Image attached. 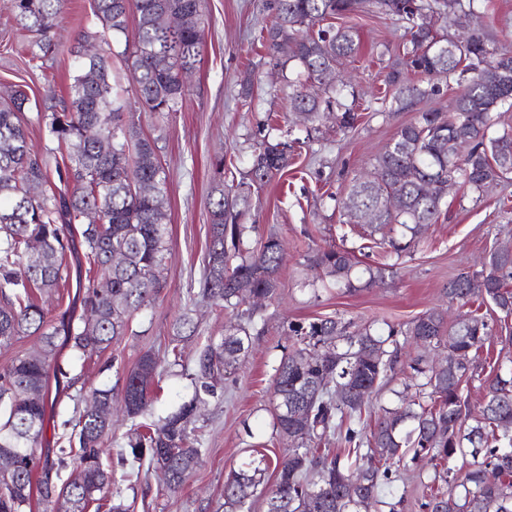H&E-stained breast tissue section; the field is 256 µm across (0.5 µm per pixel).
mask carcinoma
I'll list each match as a JSON object with an SVG mask.
<instances>
[{
	"label": "carcinoma",
	"instance_id": "cac0c4a2",
	"mask_svg": "<svg viewBox=\"0 0 512 512\" xmlns=\"http://www.w3.org/2000/svg\"><path fill=\"white\" fill-rule=\"evenodd\" d=\"M65 0H4L3 5L29 33L31 60L43 58ZM476 0H270L268 49L277 64L293 62L304 75L288 94V109L302 124L336 114L338 127L354 128L361 104L341 98L338 65L354 51L349 27L320 23L337 16L371 12L402 22L409 38L402 65L430 82V89L408 83L396 102L403 107L439 91L438 83L458 71L470 73L466 90L452 113L420 112L394 133L372 169L352 184L342 200L348 224L373 212L371 233L400 257L418 244L421 228L434 224L448 194V180L481 192L512 174V129L489 135L494 113L512 101V52L499 49L484 30L460 40L444 33L448 16L474 11ZM203 0H93V23L66 52L73 70L59 109L41 117L49 146L38 153L24 129L26 92L14 89L0 100V347L36 336L39 345L0 368V458H14V468L0 467V512H32L33 498L52 512H87L95 501L112 499L109 512H128L123 483L140 478L142 467L159 470L171 492L181 488L202 456L197 407L217 385L236 378L252 344L249 327L261 318V297L278 288L284 256L275 237L251 244L244 223L252 194L290 165L291 146L263 141L253 150L239 180L214 188L210 211L212 235L200 277L191 284L193 298L236 313L224 336L199 346L193 357L192 399L163 424L115 449L125 469L115 476L101 455L112 432V403L122 404L132 420L146 414L151 382L184 367L181 342L189 325L176 327L163 356L147 353L122 377L117 388L93 393L99 403L74 410L62 422L58 448L38 452L50 422V381L63 389L67 378L57 358L58 343L80 356L101 353L122 338L139 310L151 305L162 288L167 248V175L154 142L123 120L125 102L117 90L113 56L133 71L139 100L159 115L177 112L188 92L185 76L201 62L205 33ZM137 14L132 40L126 38L129 13ZM124 43L114 52V45ZM65 150L58 167L59 185L31 195L48 181V158ZM82 252L87 268L76 278L71 308L52 314L32 298L31 289L52 293L69 278L64 258ZM124 257L121 265L112 257ZM312 283L326 278L351 288L354 253L334 245L309 258ZM448 299L467 306L480 301L512 316V254L493 249L476 273L462 272L448 281ZM293 349L274 368L272 432L290 442L276 461L273 482H265L266 458H253L224 481V512H251L249 498L264 496L267 512H396L393 473L408 463L421 466L429 494L423 512H512V372L483 379L485 396L473 415L463 383L480 376L474 353L489 337V324L468 311L452 325L431 310L406 329L387 325L357 331L335 317L289 324ZM408 336L425 350L448 349V360L428 362L423 353L403 363L411 382L391 389L397 404L380 407L375 424L351 390L364 385L378 394L391 383L399 363V337ZM415 389L410 398L404 393ZM336 440L338 449L323 444ZM462 458L456 470L445 467ZM74 475L64 481L67 460ZM362 477L352 490L348 482Z\"/></svg>",
	"mask_w": 512,
	"mask_h": 512
}]
</instances>
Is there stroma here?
Listing matches in <instances>:
<instances>
[{
    "instance_id": "1",
    "label": "stroma",
    "mask_w": 512,
    "mask_h": 512,
    "mask_svg": "<svg viewBox=\"0 0 512 512\" xmlns=\"http://www.w3.org/2000/svg\"><path fill=\"white\" fill-rule=\"evenodd\" d=\"M268 3L205 0L202 62L180 111L166 116L147 112L137 99L131 71L120 73L125 118L154 139L169 176L164 286L152 306L135 314L132 334L101 355L78 365L69 347H59L61 367L76 371L79 379L59 395L56 421L70 418L74 406L85 405L91 389L115 385L145 353L163 352L181 315L192 317L199 331L196 342L186 344V357H193L197 344L221 339L233 314L204 303L191 304L187 296L210 242L209 199L218 179L213 160L224 155L234 158L237 167H246L253 145L273 124L297 140L287 173L253 196L247 217L255 226L252 240L277 235L285 241L287 254L279 288L264 306L263 322L252 331L253 346L241 363L236 384L206 397L200 407L198 424L206 453L178 493L162 491V475L156 470L150 475L148 493L125 490L130 512H217L224 501V480L247 460L250 441L264 443L270 460L285 454L284 442L272 436L267 408L272 401L273 368L283 349L293 345L288 324L330 316L355 329L371 322L380 328L387 323L406 324L431 309L455 321L465 309L444 295L448 280L462 271L481 270L492 247L512 245V178L482 194L457 184L449 190L438 222L425 227L415 251L395 260L384 280L369 285L360 277L348 291L312 286L307 255L313 247L342 243L358 249L362 263L379 261L381 251L373 247L365 227L348 228L338 202L417 112H452L468 79L454 75L416 107L400 109L395 88H384L383 79L386 65L407 39L403 25L378 14L337 18L334 26H350L354 33L355 52L344 61L342 71L351 81L350 93L363 106L358 122L345 132L331 119L310 128L291 125L287 98L293 70L276 67L263 38L262 30L271 20ZM91 12L92 0H66L56 30L57 49L32 62L27 56V32L0 5V91L14 85L27 91L26 133L34 150L46 145L38 114L53 111L69 82L71 59L62 49L72 43ZM474 21L496 46L512 49V0H485ZM247 72L253 76L254 93L245 100L240 80ZM194 391L183 372L163 375L150 390V421L176 410Z\"/></svg>"
}]
</instances>
